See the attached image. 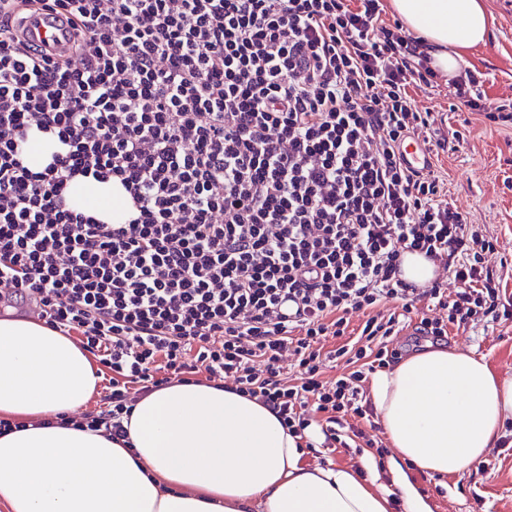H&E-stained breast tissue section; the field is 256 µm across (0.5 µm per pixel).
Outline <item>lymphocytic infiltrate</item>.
<instances>
[{"instance_id": "f902f5d3", "label": "lymphocytic infiltrate", "mask_w": 512, "mask_h": 512, "mask_svg": "<svg viewBox=\"0 0 512 512\" xmlns=\"http://www.w3.org/2000/svg\"><path fill=\"white\" fill-rule=\"evenodd\" d=\"M48 10L76 32L56 60L16 23ZM384 0H0V306L76 335L111 377L98 408L61 424L125 437L146 394L204 376L271 408L324 447L367 434L369 373L394 344L512 319L491 277L497 238L468 224L435 169L437 113L415 90L442 81L422 38ZM452 83L468 111L512 126L478 71ZM38 130L63 149L40 171L16 151ZM119 181L123 224L71 208L75 176ZM437 264L431 286L402 257ZM426 300L420 321L397 303ZM362 318L354 338L352 315ZM343 345L326 350L328 338ZM344 363L325 375L327 363ZM403 266L405 270V278L413 282H409L403 277L402 263L400 265L401 277L414 288L428 287L431 283H433L438 274L437 270H435L433 279H431L428 282H425L433 276L432 271L436 268V266L433 264L432 261H429L423 256L417 254L406 253L403 256ZM415 282L425 283L418 284Z\"/></svg>"}]
</instances>
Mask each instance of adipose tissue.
Listing matches in <instances>:
<instances>
[{
    "label": "adipose tissue",
    "mask_w": 512,
    "mask_h": 512,
    "mask_svg": "<svg viewBox=\"0 0 512 512\" xmlns=\"http://www.w3.org/2000/svg\"><path fill=\"white\" fill-rule=\"evenodd\" d=\"M406 29L430 45L433 68L456 75L485 43L481 0H389ZM99 202L98 217L130 216L118 182L75 178L71 206ZM97 369L70 337L45 323L0 317V512H392L374 468L308 466L268 407L235 391L173 384L142 397L128 442L57 422L85 407ZM375 414L397 450L394 490L408 512H433L410 480L461 473L499 447L512 424V378L458 348L411 355L372 380Z\"/></svg>",
    "instance_id": "obj_1"
}]
</instances>
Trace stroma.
<instances>
[{
    "mask_svg": "<svg viewBox=\"0 0 512 512\" xmlns=\"http://www.w3.org/2000/svg\"><path fill=\"white\" fill-rule=\"evenodd\" d=\"M484 5L495 23L487 42L471 50L468 58L485 73L490 99L512 101V7L505 0H484ZM420 98L460 134L441 150L437 169L449 200L469 223L498 238L501 249L489 261V270L501 288L512 293V129L457 105L448 85L427 90ZM448 344L483 355L499 374L512 377L511 320L491 327L449 326ZM412 478L433 512H512V450L488 453L444 485L417 472Z\"/></svg>",
    "mask_w": 512,
    "mask_h": 512,
    "instance_id": "1",
    "label": "stroma"
}]
</instances>
